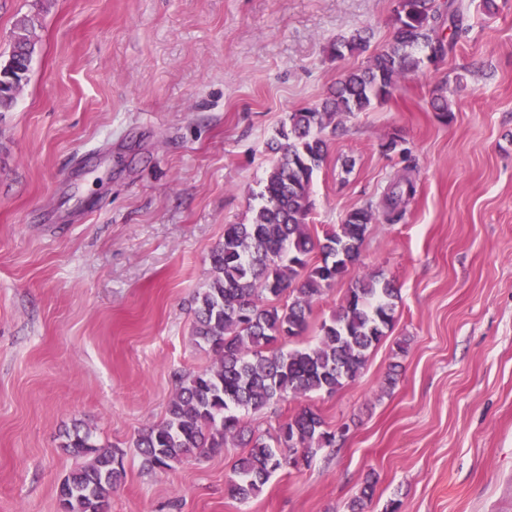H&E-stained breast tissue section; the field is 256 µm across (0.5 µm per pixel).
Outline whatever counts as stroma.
<instances>
[{
  "instance_id": "obj_1",
  "label": "stroma",
  "mask_w": 512,
  "mask_h": 512,
  "mask_svg": "<svg viewBox=\"0 0 512 512\" xmlns=\"http://www.w3.org/2000/svg\"><path fill=\"white\" fill-rule=\"evenodd\" d=\"M393 5L0 0L1 61L18 17L41 22L0 112V512H58L76 426L125 453L108 512H348L370 474L366 512H512V0H464L451 55L327 135L312 234L398 176L416 184L399 222L369 224L356 269L399 288L394 325L337 393L244 419L269 437L306 402L344 439L244 503L224 492L236 448L161 472L133 446L178 374L214 361L192 337L195 296L225 225L258 204L266 141L365 65L334 57L337 37L388 44ZM393 136L410 161L383 151Z\"/></svg>"
}]
</instances>
